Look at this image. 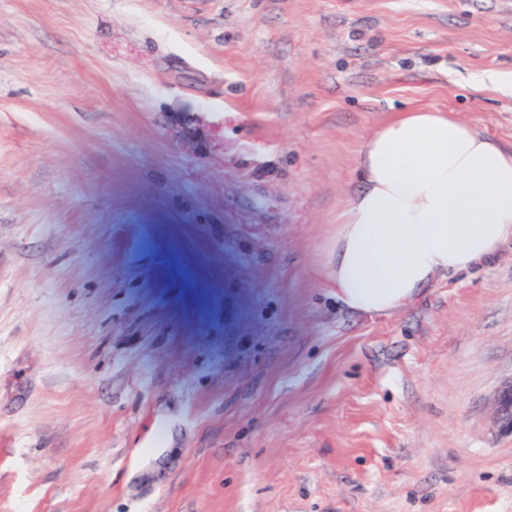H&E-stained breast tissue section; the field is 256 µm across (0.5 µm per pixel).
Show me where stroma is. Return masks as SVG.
I'll return each mask as SVG.
<instances>
[{
    "mask_svg": "<svg viewBox=\"0 0 512 512\" xmlns=\"http://www.w3.org/2000/svg\"><path fill=\"white\" fill-rule=\"evenodd\" d=\"M486 72L512 0H0V512H512V245L322 268L390 113L512 146Z\"/></svg>",
    "mask_w": 512,
    "mask_h": 512,
    "instance_id": "35a3bbf8",
    "label": "stroma"
}]
</instances>
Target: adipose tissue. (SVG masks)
Segmentation results:
<instances>
[{
  "label": "adipose tissue",
  "instance_id": "ef3b65f1",
  "mask_svg": "<svg viewBox=\"0 0 512 512\" xmlns=\"http://www.w3.org/2000/svg\"><path fill=\"white\" fill-rule=\"evenodd\" d=\"M327 277L348 308L387 316L512 242V148L452 112L392 113L365 138Z\"/></svg>",
  "mask_w": 512,
  "mask_h": 512
}]
</instances>
